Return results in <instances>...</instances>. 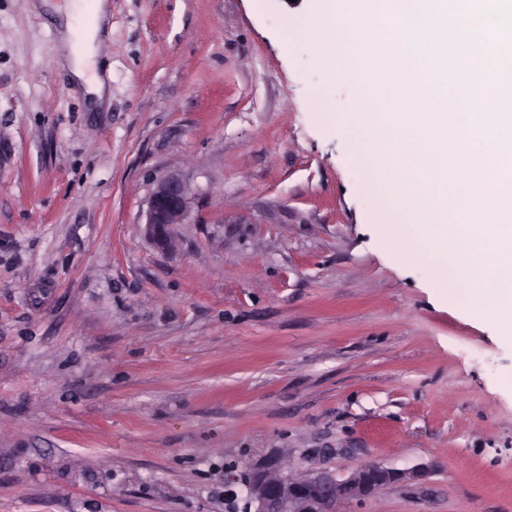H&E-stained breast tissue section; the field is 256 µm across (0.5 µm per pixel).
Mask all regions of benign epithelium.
Returning <instances> with one entry per match:
<instances>
[{
  "label": "benign epithelium",
  "instance_id": "benign-epithelium-1",
  "mask_svg": "<svg viewBox=\"0 0 512 512\" xmlns=\"http://www.w3.org/2000/svg\"><path fill=\"white\" fill-rule=\"evenodd\" d=\"M189 215L186 184L176 176L166 177L150 195L146 235L157 246L164 247L173 226L185 223ZM419 477V471L403 472L372 463L341 479L327 474L306 479L286 474L271 477L266 468L256 467L228 472L225 480L242 487L244 512H342V507L352 500L368 499L390 484Z\"/></svg>",
  "mask_w": 512,
  "mask_h": 512
}]
</instances>
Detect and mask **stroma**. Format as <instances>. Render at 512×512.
Returning <instances> with one entry per match:
<instances>
[{
    "label": "stroma",
    "instance_id": "stroma-1",
    "mask_svg": "<svg viewBox=\"0 0 512 512\" xmlns=\"http://www.w3.org/2000/svg\"><path fill=\"white\" fill-rule=\"evenodd\" d=\"M320 0H109V106L0 0V512H231L228 465L512 512V339L407 255L316 95ZM178 175L191 215L144 233Z\"/></svg>",
    "mask_w": 512,
    "mask_h": 512
}]
</instances>
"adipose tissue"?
Wrapping results in <instances>:
<instances>
[{
  "label": "adipose tissue",
  "instance_id": "adipose-tissue-1",
  "mask_svg": "<svg viewBox=\"0 0 512 512\" xmlns=\"http://www.w3.org/2000/svg\"><path fill=\"white\" fill-rule=\"evenodd\" d=\"M84 11L81 0H71L66 9V19L59 31L61 56L59 64L71 74L74 82L92 99L94 106H104L106 102V84L99 74L96 63L97 44L102 35V22L107 17L104 0H96L94 13L97 25L83 29L79 18Z\"/></svg>",
  "mask_w": 512,
  "mask_h": 512
}]
</instances>
